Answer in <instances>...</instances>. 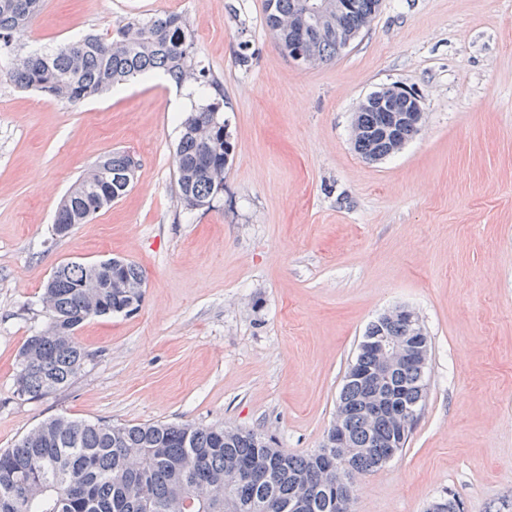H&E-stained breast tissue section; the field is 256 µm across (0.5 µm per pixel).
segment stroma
<instances>
[{
  "mask_svg": "<svg viewBox=\"0 0 512 512\" xmlns=\"http://www.w3.org/2000/svg\"><path fill=\"white\" fill-rule=\"evenodd\" d=\"M265 0H44L21 54L177 13L219 89L146 76L79 104L5 77L0 56V448L58 415L221 425L320 448L370 322L407 307L432 350L407 446L359 476L351 512H512V0H381L336 60L296 67ZM248 56L241 65L240 56ZM421 97L420 133L377 162L351 127L370 93ZM223 100L234 157L212 208L178 202L184 115ZM126 151L129 191L66 237L51 226L95 160ZM120 257L145 276L133 314L76 332L65 390L15 393L57 266Z\"/></svg>",
  "mask_w": 512,
  "mask_h": 512,
  "instance_id": "obj_1",
  "label": "stroma"
}]
</instances>
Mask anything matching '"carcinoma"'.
<instances>
[{"label": "carcinoma", "instance_id": "cac0c4a2", "mask_svg": "<svg viewBox=\"0 0 512 512\" xmlns=\"http://www.w3.org/2000/svg\"><path fill=\"white\" fill-rule=\"evenodd\" d=\"M375 0H357L358 7L341 17L343 26L360 31L374 19ZM300 0H265L264 23L282 52L288 51V16ZM43 0H0V54H10L12 33L35 18ZM193 31L176 13L129 21L102 36L88 33L52 51L16 59L7 78L23 89L36 90L52 102L76 104L103 91L160 71L175 85L215 86L196 60ZM338 57L335 40L322 36L317 64ZM406 99L391 97L390 111L370 102L359 113L352 139L366 161L396 152V142L383 129L402 115ZM211 102L189 112L181 122L175 153L179 203L185 210L208 209L224 191L226 156L233 155L223 119L212 114ZM116 168L126 178L115 184L106 174ZM139 161L125 152L101 156L66 194L54 225L84 224L112 205L132 186ZM119 276L128 287H112L109 272L94 264L71 261L58 266L43 286L39 302L49 321L24 342L15 372L19 396L30 399L68 387L82 371L88 354L74 332L87 320L108 317L139 305L144 273L125 260ZM377 336L403 338L421 347L429 359L430 342L419 317L413 321L385 314L367 328L356 359L345 376L337 408L344 417L345 448L350 470L345 488L336 484V449L319 448L291 454L254 431H228L219 426L149 423L114 425L58 416L0 449V512H284L288 501L310 500L308 512H350L355 478L386 464L380 441L397 435L409 441L413 426L399 431L387 417L369 421L353 410L365 395L359 372L376 365L367 342ZM425 362L411 357L388 376L384 393L405 395L422 411L427 388ZM228 488L226 502L215 505V489Z\"/></svg>", "mask_w": 512, "mask_h": 512}]
</instances>
